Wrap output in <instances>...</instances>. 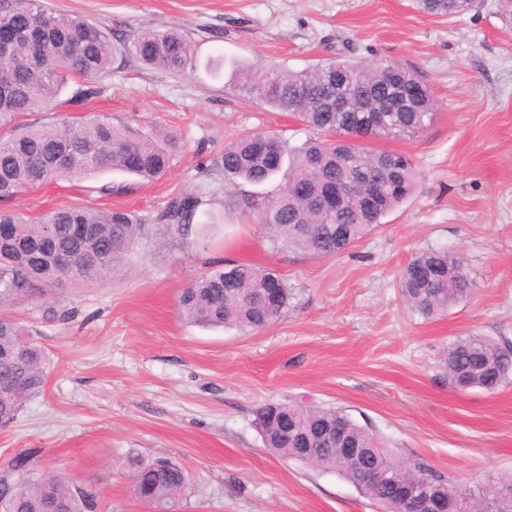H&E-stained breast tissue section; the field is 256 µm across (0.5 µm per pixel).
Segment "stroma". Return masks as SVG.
Returning <instances> with one entry per match:
<instances>
[{
  "instance_id": "stroma-1",
  "label": "stroma",
  "mask_w": 512,
  "mask_h": 512,
  "mask_svg": "<svg viewBox=\"0 0 512 512\" xmlns=\"http://www.w3.org/2000/svg\"><path fill=\"white\" fill-rule=\"evenodd\" d=\"M104 23L114 41L175 28L197 65L180 75L116 58L61 105L27 115L45 125L111 115L117 125L176 132L183 147L150 183L115 171L49 184L7 208L38 218L61 206L123 208L150 224L176 194L202 204L188 239L152 228L116 280L69 288L11 312L48 356L43 391L0 427V477L25 455L36 472H62L97 489L102 512H150L133 495L127 458H169L189 484L175 512H374L343 477L287 462L263 444L255 411L297 401L346 411L402 457H419L468 483L512 473V383L490 393L454 389L446 348L472 334L512 339V26L492 0L455 19L416 0H44ZM412 68L437 104L433 122L405 139L420 180L384 224L344 253L321 256L273 243L243 218L221 161L235 138L274 131L301 145L292 113L245 100L231 64L303 70L338 52ZM221 61L214 69L213 61ZM112 193H101V185ZM464 258L475 284L436 318L411 311L399 290L418 253ZM274 270L288 305L265 329L207 328L179 297L200 275L232 264Z\"/></svg>"
}]
</instances>
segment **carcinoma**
Listing matches in <instances>:
<instances>
[{"label":"carcinoma","instance_id":"carcinoma-1","mask_svg":"<svg viewBox=\"0 0 512 512\" xmlns=\"http://www.w3.org/2000/svg\"><path fill=\"white\" fill-rule=\"evenodd\" d=\"M423 12L460 18L479 7V0H417ZM0 30L21 35L0 49V201L53 184L64 178L94 177L120 171L142 181L159 179L179 149L176 134L153 129L134 132L108 117L82 122L61 120L34 126L20 122L28 112L48 105L63 88L108 70L121 55L156 69L181 74L195 65L191 43L176 30L145 28L130 43L116 44L107 27L78 15L57 13L43 0H0ZM234 87L244 98L285 112H297L312 137L288 147L271 132L234 139L224 149V182L254 186L276 178L271 194L240 201L265 234L290 251L338 255L352 247L396 210L414 191L419 177L411 159L400 152L373 148L368 140L401 139L423 131L435 115L429 88L414 97L409 109L383 111L392 99V81L368 64L330 58L308 69L280 66L233 67ZM353 101L348 112L336 110V91ZM259 137L278 142L280 152L255 150ZM361 179L375 185L373 202L358 191L347 193L335 208L324 205L326 193L339 182ZM201 204L193 194L172 197L157 217L165 235L184 237ZM0 307L42 296L64 286L99 282L114 274L122 257L147 234L146 224L122 209L60 207L39 221L0 208ZM66 250L73 259L59 266L49 254ZM269 269L238 264L204 274L185 288L179 304L183 315L207 327L260 331L288 305V296L271 309L262 302ZM408 306L434 318L472 291L463 262L453 253L427 250L415 256L400 276ZM46 353L20 322L0 314V426L17 417L23 403L45 387ZM448 381L456 389L494 391L512 379V342L469 335L453 342L444 357ZM308 445L289 444L278 436L271 404L256 410L264 447L276 456L316 470L339 474L381 512H401L391 482L421 479L437 493L469 499L474 512H512V477L486 478L468 489L418 458L400 459L382 446L378 436L339 408L281 404ZM341 423L364 449L348 460L340 449L316 436L327 421ZM135 497L154 512H170L188 486V476L168 459L127 458ZM14 478L0 479V512H98L96 490L77 486L62 475L41 476L14 466ZM387 473L375 481L372 474Z\"/></svg>","mask_w":512,"mask_h":512}]
</instances>
